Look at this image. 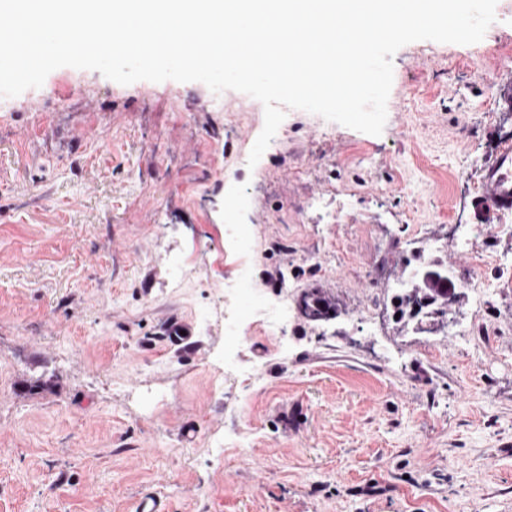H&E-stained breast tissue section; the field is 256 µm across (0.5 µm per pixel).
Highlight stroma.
<instances>
[{"mask_svg":"<svg viewBox=\"0 0 512 512\" xmlns=\"http://www.w3.org/2000/svg\"><path fill=\"white\" fill-rule=\"evenodd\" d=\"M495 13L396 52L381 135L290 109L253 166L239 91L61 67L0 98V512H512V214L471 205L512 139ZM431 259L459 301L397 321ZM315 288L333 318L254 323ZM290 314L288 300H280L278 303L260 308L256 314V321L266 330L276 332L281 322Z\"/></svg>","mask_w":512,"mask_h":512,"instance_id":"obj_1","label":"stroma"}]
</instances>
